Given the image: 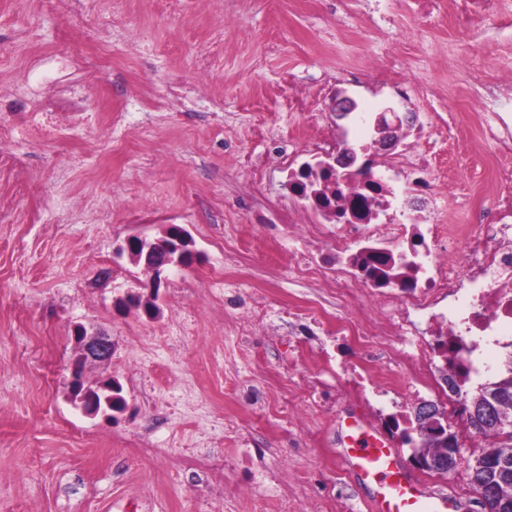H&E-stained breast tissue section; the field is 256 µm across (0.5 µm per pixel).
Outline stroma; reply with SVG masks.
<instances>
[{"label": "stroma", "mask_w": 512, "mask_h": 512, "mask_svg": "<svg viewBox=\"0 0 512 512\" xmlns=\"http://www.w3.org/2000/svg\"><path fill=\"white\" fill-rule=\"evenodd\" d=\"M376 0H0V512H369L337 458L336 422L369 418L337 362L376 355L336 341L350 308L299 278L287 235L252 223L239 156L324 122L294 112V85L361 64ZM406 79L467 91L503 65L512 27L461 35L414 24ZM472 56L469 69L449 58ZM456 179L469 188L479 120L457 104ZM177 225L198 258L153 278L121 254ZM155 298L149 317L116 302ZM269 324L238 335L258 295ZM320 327H303L315 307ZM111 336L126 406L89 417L70 399L75 326ZM462 458L473 435L457 428ZM413 471L480 512L467 470Z\"/></svg>", "instance_id": "stroma-1"}]
</instances>
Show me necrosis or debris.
<instances>
[{
    "instance_id": "obj_1",
    "label": "necrosis or debris",
    "mask_w": 512,
    "mask_h": 512,
    "mask_svg": "<svg viewBox=\"0 0 512 512\" xmlns=\"http://www.w3.org/2000/svg\"><path fill=\"white\" fill-rule=\"evenodd\" d=\"M411 14L417 26L441 20L461 34L489 19L512 25L504 0H413ZM400 58L398 43L382 41L366 63L336 69L317 88L296 87L291 106L313 111L343 85L438 102L433 79H398ZM468 105L481 117L484 149L475 161L492 171L494 202L478 207L462 194L466 223L447 221L455 187L438 147V112L404 113L388 129L366 111L330 113L280 153L287 204L252 214L313 247L316 260L296 261L295 272L356 308L338 323L337 339L401 340L389 347L387 368L347 371L356 384L400 393L398 411L378 415L384 432L407 423L430 375L468 383L512 372V63L470 91Z\"/></svg>"
}]
</instances>
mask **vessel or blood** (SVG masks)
<instances>
[{
  "label": "vessel or blood",
  "instance_id": "1",
  "mask_svg": "<svg viewBox=\"0 0 512 512\" xmlns=\"http://www.w3.org/2000/svg\"><path fill=\"white\" fill-rule=\"evenodd\" d=\"M338 460L354 481L370 491L372 512H463L443 488H429L404 470L401 454L384 434L354 415L339 419Z\"/></svg>",
  "mask_w": 512,
  "mask_h": 512
}]
</instances>
